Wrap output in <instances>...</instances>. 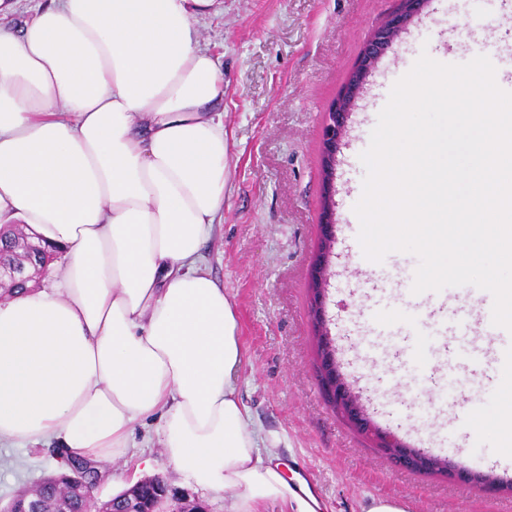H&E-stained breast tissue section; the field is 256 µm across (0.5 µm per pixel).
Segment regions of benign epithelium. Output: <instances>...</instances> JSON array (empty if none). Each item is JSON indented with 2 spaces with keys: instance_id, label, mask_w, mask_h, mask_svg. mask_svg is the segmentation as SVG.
I'll use <instances>...</instances> for the list:
<instances>
[{
  "instance_id": "7a95c632",
  "label": "benign epithelium",
  "mask_w": 512,
  "mask_h": 512,
  "mask_svg": "<svg viewBox=\"0 0 512 512\" xmlns=\"http://www.w3.org/2000/svg\"><path fill=\"white\" fill-rule=\"evenodd\" d=\"M430 0H398V6L385 19L368 33L359 52L355 66L349 72L338 96L328 112V118L322 127L321 167L324 183V197L320 213L322 238L313 263L310 285L311 316L316 338V365L319 386L331 407L341 415L358 433L369 438L375 447L392 463L412 471L435 473L444 477L458 478L471 485L498 486L512 491V482L504 481L480 472L459 467L449 457L435 456L424 448L414 447L399 435L374 422L368 413L361 394L355 392L347 382L341 366L336 359V349L328 329L326 304L328 298V279L334 257L336 203L335 176L336 155L347 133L348 120L357 99L363 92L367 79L379 61L392 48L393 44L406 32L409 26L428 7ZM47 273L46 268H35L25 274L23 256L17 257V263H0V299L10 295L16 281L21 279L40 280ZM69 487L75 493L84 496L89 504L87 512H122L119 501H100L94 495L100 482L96 464L73 465V474L67 476ZM149 482L161 487L156 502L149 506L135 505L131 512H164L163 505L173 497L171 489L160 477ZM39 491L22 492L3 508V512H43L41 501L29 498Z\"/></svg>"
}]
</instances>
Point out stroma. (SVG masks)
<instances>
[{"instance_id":"35a3bbf8","label":"stroma","mask_w":512,"mask_h":512,"mask_svg":"<svg viewBox=\"0 0 512 512\" xmlns=\"http://www.w3.org/2000/svg\"><path fill=\"white\" fill-rule=\"evenodd\" d=\"M397 0H217L200 18V41L224 77L229 146L224 212L204 244L212 275L235 311L242 348L238 395L288 480L303 478L321 512H367L376 499L406 512H512V494L390 464L330 408L315 372L309 281L319 243L321 130L368 31ZM446 64L487 56L512 92V0H431L379 62L349 121L336 165V242L328 327L348 381L380 425L410 445L463 468L512 479V455L494 426L512 401V358L485 374L448 378L437 365L433 323L406 282L415 255L365 258L353 207L366 175L360 155L394 83L421 53ZM421 350L419 379L397 370L409 343ZM158 416L136 423L134 462L100 464V499L159 476L209 512L234 496L204 492L160 448ZM149 467H142V459ZM61 465L55 447L0 446V503Z\"/></svg>"}]
</instances>
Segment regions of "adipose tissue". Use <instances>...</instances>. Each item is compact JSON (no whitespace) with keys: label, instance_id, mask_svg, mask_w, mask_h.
Listing matches in <instances>:
<instances>
[{"label":"adipose tissue","instance_id":"adipose-tissue-1","mask_svg":"<svg viewBox=\"0 0 512 512\" xmlns=\"http://www.w3.org/2000/svg\"><path fill=\"white\" fill-rule=\"evenodd\" d=\"M213 0H48L0 26V226L56 246L0 301V444L125 458L153 414L173 466L232 512L294 499L236 393L237 319L202 249L224 210Z\"/></svg>","mask_w":512,"mask_h":512}]
</instances>
